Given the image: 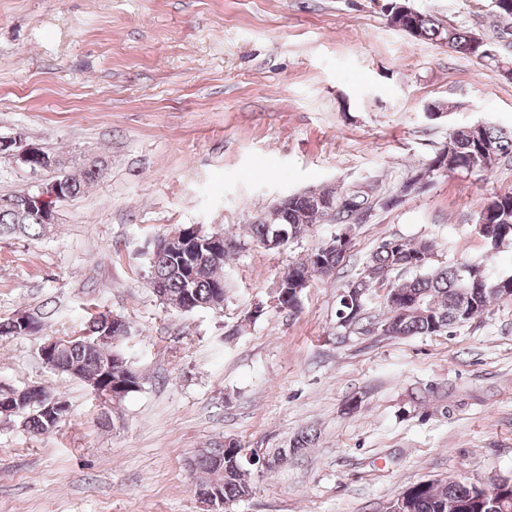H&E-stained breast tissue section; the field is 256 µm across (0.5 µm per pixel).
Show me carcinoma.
<instances>
[{"instance_id":"obj_1","label":"carcinoma","mask_w":512,"mask_h":512,"mask_svg":"<svg viewBox=\"0 0 512 512\" xmlns=\"http://www.w3.org/2000/svg\"><path fill=\"white\" fill-rule=\"evenodd\" d=\"M493 13L495 19L506 26L505 36L512 35L509 32L512 0H499L493 5ZM411 23L415 29L411 37L416 41L447 46L482 60H496L484 53V47L474 43V32L466 27L447 24L420 10L411 18ZM504 158H512V131L489 122H476L451 129L448 146L422 164L419 171H439L443 175L463 171L489 172ZM101 174L100 163L94 161L78 175L65 171L55 175V180L59 181L63 195L72 198L84 193ZM418 192L420 189L415 186V175L412 174L404 178L384 204L398 203ZM324 195L326 191L320 189L285 197L277 203L279 219L276 223L266 224L260 219L237 231L225 232L226 240L234 242V246L224 248L218 254L206 247L212 233L199 225H183L176 233L194 244L197 248L194 257L190 259L176 248L153 251L147 258L149 279L163 286L170 306L180 305L185 313L211 309L215 300L224 296V264L243 247L241 238L265 245L281 229L287 234L285 241L289 242L305 235L311 226L325 221L349 225L356 216L373 206L366 193L347 190L336 197V206L330 210L322 204ZM474 223L476 233L490 249L498 250L512 243V192L488 197ZM46 230L39 208L28 194L0 197V237L19 234L38 239ZM348 247L347 242L331 249L322 244L288 266L281 278L282 286L288 287V299L284 301L288 310L293 311L299 306L294 290H303L309 287L314 277L336 270ZM434 257L435 244L430 240L397 238L382 242L367 258L362 272L347 280L342 288L350 303H344L342 298L338 301V333H350L369 320L380 326L385 336H432L485 314L496 303L512 302V274L495 278L487 276L485 283L474 285L467 269H479L481 265L461 262L436 266ZM401 272H408L411 277H393ZM380 288L385 290L380 295L384 313L383 317L373 320L368 303L372 293ZM109 317L110 314L102 312L90 315L80 328L83 335L65 339V348L49 366L67 375L74 368L79 373L77 379L89 388L93 389L98 383L121 386L129 396L140 390L143 377L116 342L98 341ZM43 329L42 320L36 321V327L32 329L21 327L13 317L0 321V337L35 336ZM0 421H18L36 435L52 432L63 423L61 419L47 420L37 405L27 401L17 405L15 413L7 416L0 413ZM317 441V431H300L279 457V462L314 447ZM212 450L224 455V470L219 476L223 501L234 502L252 494L251 475L257 470L259 461L248 456L237 440L216 443ZM195 471L202 474L197 481L199 485H207L216 477V467L207 458L196 462ZM401 498L404 499V512H512V485L507 484L497 489L492 484L481 487L465 481H420L410 485Z\"/></svg>"}]
</instances>
